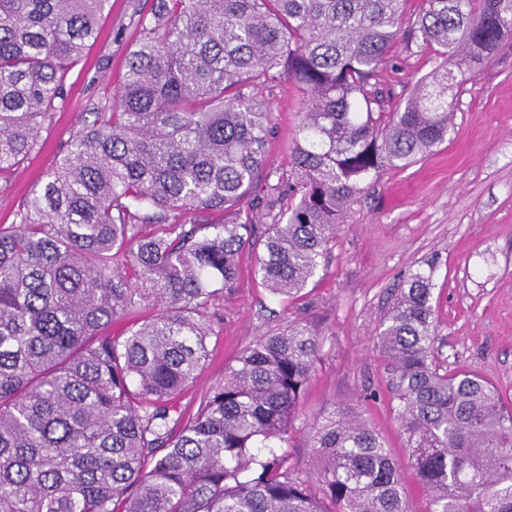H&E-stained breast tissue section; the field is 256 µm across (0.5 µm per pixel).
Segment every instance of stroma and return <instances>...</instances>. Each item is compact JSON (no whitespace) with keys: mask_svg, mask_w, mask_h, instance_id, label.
I'll return each mask as SVG.
<instances>
[{"mask_svg":"<svg viewBox=\"0 0 512 512\" xmlns=\"http://www.w3.org/2000/svg\"><path fill=\"white\" fill-rule=\"evenodd\" d=\"M153 0H109L96 42L67 80V96L43 130L39 152L0 175V224L64 149L70 134L91 122L99 101L117 96L140 16ZM436 66L432 51L396 45L380 74L385 98L406 97ZM444 143L418 162L389 169L352 204L317 274L298 297L275 298L254 278L261 245L244 249L242 273L215 305L219 320L210 356L179 399L194 415L200 396L224 378L253 340L294 320L314 323L321 348L296 410L285 452L308 463V429L338 407L362 413L403 458L390 373L376 347L380 324L397 288L417 271H431L438 340L448 369L474 368L512 395V39L479 70L457 74ZM271 113L268 165L285 166L283 143L306 111L294 82L281 78L256 94Z\"/></svg>","mask_w":512,"mask_h":512,"instance_id":"35a3bbf8","label":"stroma"}]
</instances>
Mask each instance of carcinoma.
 <instances>
[{
	"mask_svg": "<svg viewBox=\"0 0 512 512\" xmlns=\"http://www.w3.org/2000/svg\"><path fill=\"white\" fill-rule=\"evenodd\" d=\"M106 2L0 0V172L39 149ZM405 2L154 0L138 19L118 97L0 224V512H415L404 467L426 512H512V402L437 361L429 273L407 278L377 337L404 461L348 407L311 427L308 468L280 451L321 345L303 320L177 413L261 220L254 275L291 298L365 185L444 141L454 69L512 38V0H423L412 19ZM399 39L439 63L388 109L377 85ZM283 74L305 119L289 170L266 173L254 91ZM207 211L233 219L183 220Z\"/></svg>",
	"mask_w": 512,
	"mask_h": 512,
	"instance_id": "cac0c4a2",
	"label": "carcinoma"
}]
</instances>
